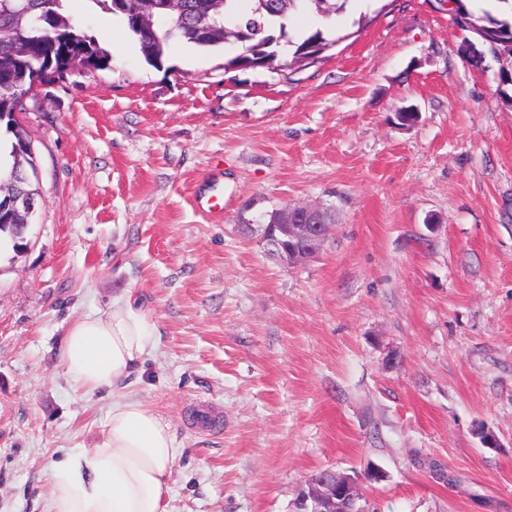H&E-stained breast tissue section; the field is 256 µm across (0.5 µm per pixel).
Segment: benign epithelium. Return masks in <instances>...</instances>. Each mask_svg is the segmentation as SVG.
<instances>
[{
  "instance_id": "7a95c632",
  "label": "benign epithelium",
  "mask_w": 512,
  "mask_h": 512,
  "mask_svg": "<svg viewBox=\"0 0 512 512\" xmlns=\"http://www.w3.org/2000/svg\"><path fill=\"white\" fill-rule=\"evenodd\" d=\"M327 212L321 205H286L279 211L278 223L263 225V240L288 263L314 258L331 232ZM297 504L299 512H377L359 492L355 478L334 473L302 488Z\"/></svg>"
}]
</instances>
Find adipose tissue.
Here are the masks:
<instances>
[{
	"mask_svg": "<svg viewBox=\"0 0 512 512\" xmlns=\"http://www.w3.org/2000/svg\"><path fill=\"white\" fill-rule=\"evenodd\" d=\"M155 334L127 300L70 323L63 367L82 388L111 391L112 409L101 443L67 449L56 464L46 512H169L177 458L170 427L126 392Z\"/></svg>",
	"mask_w": 512,
	"mask_h": 512,
	"instance_id": "1",
	"label": "adipose tissue"
}]
</instances>
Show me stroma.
I'll use <instances>...</instances> for the list:
<instances>
[{
    "mask_svg": "<svg viewBox=\"0 0 512 512\" xmlns=\"http://www.w3.org/2000/svg\"><path fill=\"white\" fill-rule=\"evenodd\" d=\"M103 19L74 14L110 68L16 116L42 202L26 249L0 245V512H43L65 449L101 441L112 394L61 354L130 296L156 325L130 392L179 450L169 512H294L325 469L381 512H512V101L455 9L350 0L322 59L284 44L272 72L179 42L157 69ZM294 203L334 226L288 264L255 227Z\"/></svg>",
    "mask_w": 512,
    "mask_h": 512,
    "instance_id": "35a3bbf8",
    "label": "stroma"
}]
</instances>
